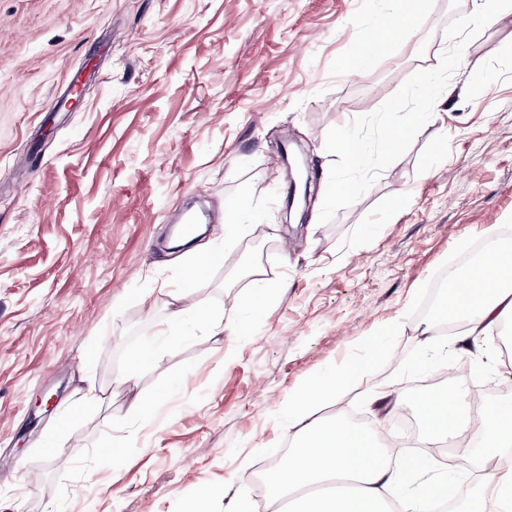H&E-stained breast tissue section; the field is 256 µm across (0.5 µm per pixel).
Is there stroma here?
<instances>
[{"mask_svg": "<svg viewBox=\"0 0 512 512\" xmlns=\"http://www.w3.org/2000/svg\"><path fill=\"white\" fill-rule=\"evenodd\" d=\"M383 7L0 0V512H180L202 488L252 493L290 446L276 407L364 338L412 381L446 362L484 397L512 387L493 337L459 352L460 323L436 351L420 321L435 273L512 221V19L473 21L471 0H399L408 35L350 75ZM430 71L452 96L419 91ZM385 115L402 131L387 154ZM346 133L366 142L365 166H350ZM283 144L308 160L313 194L292 218ZM192 200L212 218L197 243L217 259L186 305L232 316L258 280L284 296L240 337L182 324L186 340L120 383L183 285L189 257L165 242ZM395 371L376 358L342 413L386 431L390 413L363 396ZM93 387L103 404L88 402ZM137 397L154 419L129 413ZM62 443L75 452L63 464Z\"/></svg>", "mask_w": 512, "mask_h": 512, "instance_id": "stroma-1", "label": "stroma"}]
</instances>
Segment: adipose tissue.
Segmentation results:
<instances>
[{
    "instance_id": "adipose-tissue-1",
    "label": "adipose tissue",
    "mask_w": 512,
    "mask_h": 512,
    "mask_svg": "<svg viewBox=\"0 0 512 512\" xmlns=\"http://www.w3.org/2000/svg\"><path fill=\"white\" fill-rule=\"evenodd\" d=\"M474 270L479 286L454 291L441 313L463 319L471 336L503 332L512 325V239L490 233ZM364 349V355L327 365L289 392L277 415L292 443L291 454L265 472L263 505L237 494L224 512H432L435 501L447 498L446 476L427 475L414 456L390 459L385 439L327 416L378 351L369 342ZM469 404L468 390L457 385L412 398L424 439L458 440L466 472L511 460L512 395L482 403L476 418ZM459 512H512V469L487 474Z\"/></svg>"
}]
</instances>
